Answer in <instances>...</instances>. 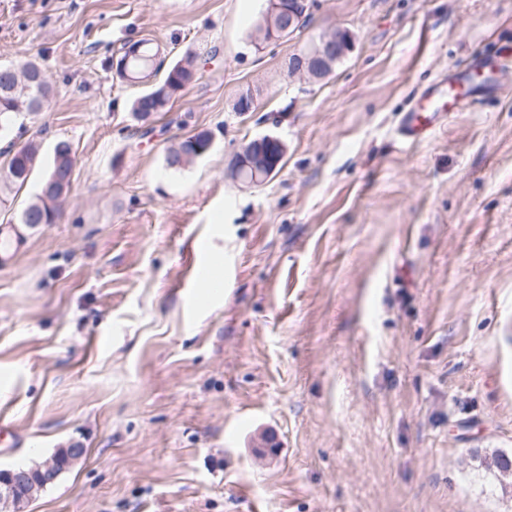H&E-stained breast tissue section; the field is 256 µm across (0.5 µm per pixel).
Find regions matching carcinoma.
Returning a JSON list of instances; mask_svg holds the SVG:
<instances>
[{
  "mask_svg": "<svg viewBox=\"0 0 512 512\" xmlns=\"http://www.w3.org/2000/svg\"><path fill=\"white\" fill-rule=\"evenodd\" d=\"M159 49L150 39L129 41L121 48L117 58V75L120 79L136 84L151 80L148 87L131 103L130 110L136 121L146 124L153 115L167 112L173 101L187 87L199 78V68L190 55L175 64L163 67L158 58ZM40 66L31 60L19 63L13 68H0V130L7 128L10 116L22 113L35 116L41 111L43 102L50 94V86L42 77ZM212 137L208 132H199L186 137L177 146L168 150L165 162L169 169L180 170L195 158L209 151ZM39 163V147L27 142L14 150L0 172V182L12 188L22 187ZM74 160L71 147L60 141L54 148L53 164L42 187L59 183L73 171ZM58 197L39 194L22 211V224H52L58 214ZM480 466L494 478L512 477V454L499 451L480 458Z\"/></svg>",
  "mask_w": 512,
  "mask_h": 512,
  "instance_id": "obj_1",
  "label": "carcinoma"
}]
</instances>
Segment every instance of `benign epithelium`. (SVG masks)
Here are the masks:
<instances>
[{
    "label": "benign epithelium",
    "instance_id": "benign-epithelium-1",
    "mask_svg": "<svg viewBox=\"0 0 512 512\" xmlns=\"http://www.w3.org/2000/svg\"><path fill=\"white\" fill-rule=\"evenodd\" d=\"M267 6L261 14L260 26L270 30L271 37H282L296 25L297 16L288 0H266ZM352 37L324 34L315 42V47L291 64L294 74H301L310 82H316L331 73L332 63L342 58L351 45ZM285 153L282 141L271 136L253 139L237 153L232 176L239 170H250L253 176H263L276 167ZM83 455V448L73 445L40 465L31 469L10 467L0 469V512H15L22 504L34 498V491L53 483L58 476Z\"/></svg>",
    "mask_w": 512,
    "mask_h": 512
}]
</instances>
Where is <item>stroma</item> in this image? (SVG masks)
<instances>
[{
    "instance_id": "stroma-1",
    "label": "stroma",
    "mask_w": 512,
    "mask_h": 512,
    "mask_svg": "<svg viewBox=\"0 0 512 512\" xmlns=\"http://www.w3.org/2000/svg\"><path fill=\"white\" fill-rule=\"evenodd\" d=\"M265 0H0V65L51 93L0 138L74 155L60 217L0 265V466L84 448L24 512H512L479 456L512 450V0H314L254 48ZM351 33L329 76L288 60ZM153 39L202 79L155 115L112 63ZM501 60L413 144L401 116L448 71ZM252 93L255 109L234 103ZM182 170L167 148L200 132ZM286 152L230 175L254 138ZM211 144L212 137L209 132L203 131L186 137L176 147L168 150L165 157L167 168L174 170L182 169L195 158L208 152Z\"/></svg>"
}]
</instances>
